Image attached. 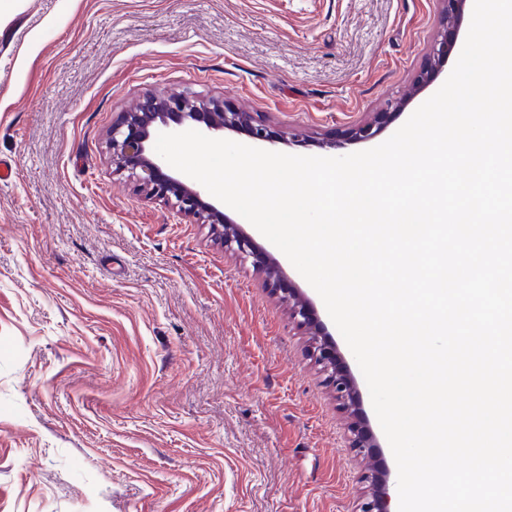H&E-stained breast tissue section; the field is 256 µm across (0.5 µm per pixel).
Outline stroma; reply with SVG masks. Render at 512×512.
<instances>
[{
	"label": "stroma",
	"instance_id": "1",
	"mask_svg": "<svg viewBox=\"0 0 512 512\" xmlns=\"http://www.w3.org/2000/svg\"><path fill=\"white\" fill-rule=\"evenodd\" d=\"M440 0H14L0 27V512H357L368 461L287 303L250 262L116 171L146 95L219 99L344 156L414 92ZM338 140V148L327 143ZM358 363L318 293L250 222ZM403 107V103L400 101L390 102L386 111L380 112L377 118L371 121H367L356 125L350 132V139L352 141H366L374 138L381 129V125L385 122L381 121L387 114L391 115L395 112H399Z\"/></svg>",
	"mask_w": 512,
	"mask_h": 512
}]
</instances>
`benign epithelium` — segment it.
<instances>
[{"label": "benign epithelium", "mask_w": 512, "mask_h": 512, "mask_svg": "<svg viewBox=\"0 0 512 512\" xmlns=\"http://www.w3.org/2000/svg\"><path fill=\"white\" fill-rule=\"evenodd\" d=\"M441 3L442 29L432 48L435 62L447 56L453 46L456 28L464 14L467 0H441ZM402 107L400 101L388 104L387 112L352 128L350 139L366 141L374 138L381 129L383 118L400 111ZM188 121L197 124L199 130L206 134L245 129L262 146L276 141L286 142L284 137L274 136L266 124L255 120L249 113L226 109L218 100L203 101L190 96L171 99L151 95L144 98L135 111L125 113L112 124L108 134L112 163L118 169L128 172L147 195L162 201H172L180 211L210 224L213 235L224 242L225 249L255 256L253 242L243 235L238 225L223 210L206 201L203 190L189 178L170 171L166 162L151 149L152 129L155 126L162 125L176 133ZM256 265L267 284L272 287L279 284L281 268L278 262L267 256H256ZM288 306L296 325L309 330V353L326 374V384L336 394L344 409L357 412L359 402L355 379L342 363L335 347L320 329L313 326L310 303L290 290ZM351 430L352 447L363 454L372 453L375 443L369 430L358 423L353 424ZM363 481L368 483L369 492L360 512H393L389 473L385 470L369 472L363 476Z\"/></svg>", "instance_id": "1"}]
</instances>
